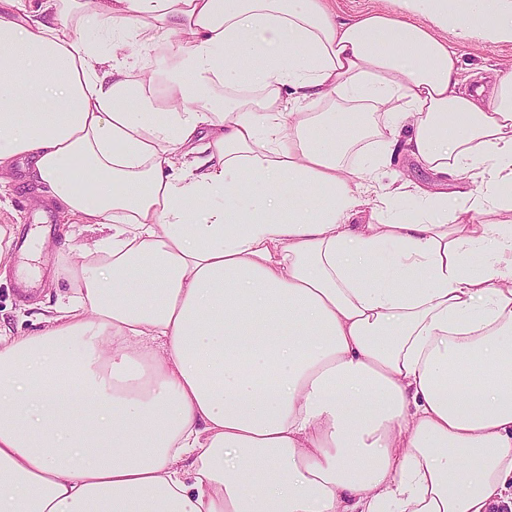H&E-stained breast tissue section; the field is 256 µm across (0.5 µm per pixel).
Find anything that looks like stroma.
<instances>
[{"instance_id": "obj_1", "label": "stroma", "mask_w": 512, "mask_h": 512, "mask_svg": "<svg viewBox=\"0 0 512 512\" xmlns=\"http://www.w3.org/2000/svg\"><path fill=\"white\" fill-rule=\"evenodd\" d=\"M460 66L467 74L488 66L512 71V43L471 37L461 48ZM30 167L29 159L14 160L10 179L0 182V247L10 254L8 265H0V331L12 336L41 331L37 315L68 302L73 295L66 279V258L57 254V245L97 237L96 232L58 214L52 225L41 224V210L53 202L25 178ZM21 235L29 245L19 250L15 240ZM42 240L49 242V249L33 253L31 243Z\"/></svg>"}]
</instances>
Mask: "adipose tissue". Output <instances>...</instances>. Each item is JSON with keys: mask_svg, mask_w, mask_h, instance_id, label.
I'll list each match as a JSON object with an SVG mask.
<instances>
[{"mask_svg": "<svg viewBox=\"0 0 512 512\" xmlns=\"http://www.w3.org/2000/svg\"><path fill=\"white\" fill-rule=\"evenodd\" d=\"M6 3L0 181L31 157L107 233L41 333L0 334V512H489L512 481V72L461 90L439 32L512 42V0L351 23L328 0ZM129 40L165 49L163 97ZM397 155L433 188L382 183Z\"/></svg>", "mask_w": 512, "mask_h": 512, "instance_id": "adipose-tissue-1", "label": "adipose tissue"}]
</instances>
